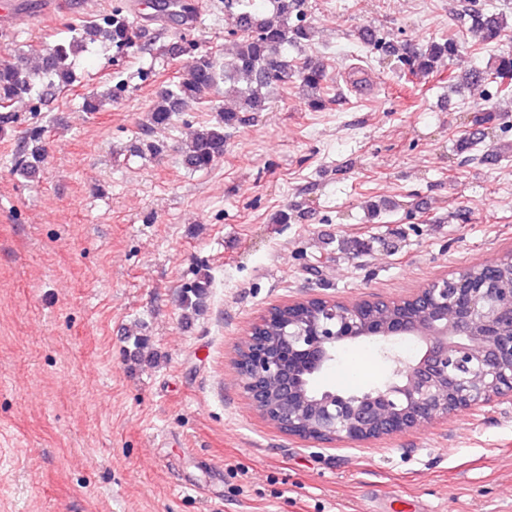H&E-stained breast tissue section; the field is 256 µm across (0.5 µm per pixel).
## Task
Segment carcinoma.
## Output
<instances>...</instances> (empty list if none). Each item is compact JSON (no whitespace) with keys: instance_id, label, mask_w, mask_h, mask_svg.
<instances>
[{"instance_id":"cac0c4a2","label":"carcinoma","mask_w":512,"mask_h":512,"mask_svg":"<svg viewBox=\"0 0 512 512\" xmlns=\"http://www.w3.org/2000/svg\"><path fill=\"white\" fill-rule=\"evenodd\" d=\"M185 0H155L153 6L165 12L170 21L180 23ZM305 0H224V8L234 19L232 59L223 63L208 50L191 43L162 45L157 51L163 56H188L183 72L165 85L140 124L138 143L130 149L137 157L149 154L160 156L166 149L158 134L171 128L180 114L191 103L205 102V94L224 87V97L236 98L234 106L214 105V121L201 125L192 134L181 154V163L192 171L206 170L224 157V147L230 131L246 122V113L265 112L269 109L267 91L278 86L294 74L305 91V104L313 112L325 107L328 91L327 71L320 62L304 61L293 64L288 51L300 50L312 40L313 27L304 19ZM506 15L495 11H477L473 14V27L482 43L499 41L508 28ZM362 48L373 51L384 49L395 64L411 74L439 73V64L453 59L460 50L459 43L450 38L426 45L404 42L395 46L377 31H359ZM109 48L117 54L132 53L139 49V35L135 22L120 7L95 20L73 24L67 36L42 50L38 62L29 64L22 46L14 48L10 57L0 60V126L13 122L14 103L23 98L39 99L50 91L63 90L75 82L74 57L91 47ZM499 80L497 92L512 95V55L495 58L489 67L474 68L466 73L471 85L489 79ZM112 89L83 97L82 109L94 113L102 111L105 101L112 100ZM42 129L35 126L19 142L14 154L13 169L34 178L44 162L41 148L31 149L30 143L41 140ZM210 278L204 274L182 295L184 310L190 314L200 312L208 297Z\"/></svg>"}]
</instances>
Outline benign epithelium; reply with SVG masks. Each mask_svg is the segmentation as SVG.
<instances>
[{
    "mask_svg": "<svg viewBox=\"0 0 512 512\" xmlns=\"http://www.w3.org/2000/svg\"><path fill=\"white\" fill-rule=\"evenodd\" d=\"M496 265L477 280L467 269L432 280V287L392 301L421 306L429 329L413 326L403 313L376 322L357 301L322 295L286 302L295 307L319 303L321 319L303 324L288 315L276 346L255 334L235 353L232 365L252 410L281 432L314 445L355 448L414 430L451 414L476 411L512 397V288L495 280ZM457 319L448 323V307ZM410 337L421 353L405 358L390 353V375L380 388L362 394L307 391L308 377L336 360L346 343H391Z\"/></svg>",
    "mask_w": 512,
    "mask_h": 512,
    "instance_id": "obj_1",
    "label": "benign epithelium"
}]
</instances>
